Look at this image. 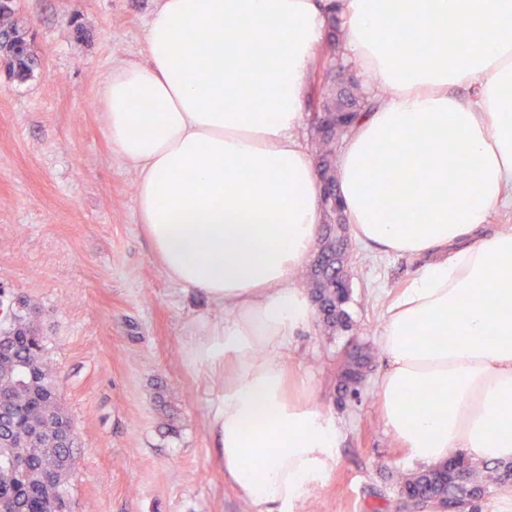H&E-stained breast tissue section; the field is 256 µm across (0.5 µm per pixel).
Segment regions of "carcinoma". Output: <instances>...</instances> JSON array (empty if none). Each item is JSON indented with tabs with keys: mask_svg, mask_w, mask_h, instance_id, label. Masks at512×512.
Wrapping results in <instances>:
<instances>
[{
	"mask_svg": "<svg viewBox=\"0 0 512 512\" xmlns=\"http://www.w3.org/2000/svg\"><path fill=\"white\" fill-rule=\"evenodd\" d=\"M336 30L333 21L321 51L323 63L336 57ZM0 34L7 38L0 42V56L9 72L21 80L29 77L38 65L33 34L17 17L12 3L0 8ZM371 108L369 98L341 92L319 113L314 146L322 188L336 192L337 140L347 137L353 119ZM349 257L338 238L329 237L308 275L323 320L334 329L350 327L345 311L349 288L334 273ZM33 311L34 306L22 302L10 325L0 329V391L9 395L12 404V411L0 422V446L4 447L0 452V490L6 491L18 481L28 487L27 494L5 504L7 512H72L65 485L74 470L68 463L74 451L58 443L60 427L70 416L58 396L45 354L47 337L37 334ZM370 358L369 353L359 354L343 363L342 388L356 389ZM461 474L470 489L468 508L474 510L492 487L512 481V462L480 467L455 454L443 465L402 478L400 488L404 495L434 505L454 497Z\"/></svg>",
	"mask_w": 512,
	"mask_h": 512,
	"instance_id": "cac0c4a2",
	"label": "carcinoma"
}]
</instances>
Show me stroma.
Listing matches in <instances>:
<instances>
[{
	"mask_svg": "<svg viewBox=\"0 0 512 512\" xmlns=\"http://www.w3.org/2000/svg\"><path fill=\"white\" fill-rule=\"evenodd\" d=\"M40 65L13 79L0 61V299L36 306L46 355L78 437L73 512H256L224 482L212 418L224 379L189 362L190 337L221 312L172 282L135 205L137 171L111 151L94 101L108 71L143 58L157 0H17ZM352 329L314 319L283 353L290 375L340 429L336 467L291 512H408L418 472L386 432L377 356L357 394L346 358L376 350L387 308L417 260L351 240Z\"/></svg>",
	"mask_w": 512,
	"mask_h": 512,
	"instance_id": "1",
	"label": "stroma"
}]
</instances>
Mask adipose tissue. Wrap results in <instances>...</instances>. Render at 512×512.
<instances>
[{"mask_svg": "<svg viewBox=\"0 0 512 512\" xmlns=\"http://www.w3.org/2000/svg\"><path fill=\"white\" fill-rule=\"evenodd\" d=\"M333 15L381 91L337 159L344 217L370 248L423 261L380 334L385 427L421 466L512 460V225L491 223L512 206V0H160L143 59L94 96L164 271L224 311L188 351L224 375V479L258 512L336 466L335 421L289 392L282 360L314 318L296 274L321 183L298 131ZM418 24L454 39L416 50Z\"/></svg>", "mask_w": 512, "mask_h": 512, "instance_id": "ef3b65f1", "label": "adipose tissue"}]
</instances>
